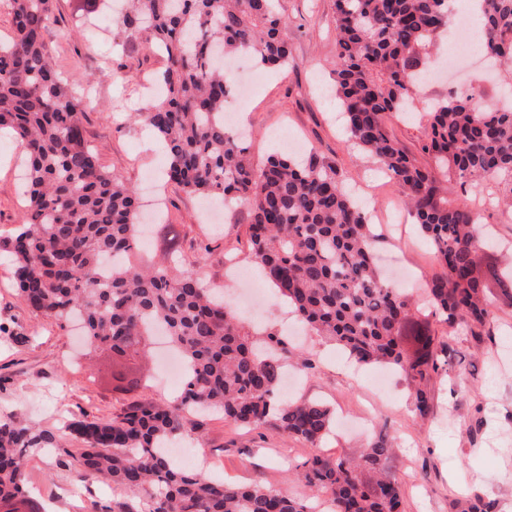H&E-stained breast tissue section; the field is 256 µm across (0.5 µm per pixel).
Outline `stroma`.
Wrapping results in <instances>:
<instances>
[{
    "label": "stroma",
    "mask_w": 512,
    "mask_h": 512,
    "mask_svg": "<svg viewBox=\"0 0 512 512\" xmlns=\"http://www.w3.org/2000/svg\"><path fill=\"white\" fill-rule=\"evenodd\" d=\"M282 5L291 63L283 72L263 71L262 82L247 101L231 99L227 108L238 115L254 160L282 152L286 136L334 162L375 226L376 252L399 258L400 267L389 271V278L423 300L427 281L442 268L388 176L373 157L351 144L332 89L336 0H282ZM100 7L99 0H57L45 41L68 81L90 92L84 136L100 165L138 188L145 216H159L165 225L164 232L150 235L142 260L167 264L166 242L175 240L184 265L201 270L205 284L221 289L250 330L289 331L291 311L275 294H268L260 318L250 316L235 299L237 284L226 259L235 257L241 268L252 265L246 207L221 208L215 221L206 220L205 200L161 184L165 158L151 131L123 121V113L138 111L151 100V79L164 62L149 49L145 35L131 36L123 25L105 20ZM77 13L87 14L89 22L75 34L71 27ZM497 87L494 77L479 72L461 82L451 75L442 84H422L417 98L427 104L447 98L452 90H472L477 102L486 104ZM21 156L15 139H0V241L20 224L24 211ZM493 188L488 182L469 193L482 224L498 242L478 256L496 268H512V210L484 205ZM490 301V323L478 336L421 313L404 323L407 352L417 348L414 335L429 332L450 339L453 358L473 367L465 388L452 374L431 378L432 410L423 418L414 414L410 387L401 374L356 367L317 336L294 338L314 368L301 376L290 399L324 403L337 417L321 452L357 458L368 442L388 437L395 452L381 476L402 485L403 512H460L461 504L476 496L490 502L492 512H512V303L495 293ZM140 367L146 384L131 392L117 390L111 355H86L73 325L32 312L18 296L11 257L0 248V419L52 430L60 446L56 452L29 456L25 489L30 497L43 505H59L61 512H87L90 500L122 497L121 489L106 482L85 486L73 468L63 466V452L77 446L67 425L80 412L109 420L131 402L175 395V388L162 379L157 357H148ZM200 423L196 444L211 460L212 479L310 495L309 487L289 477L290 468L310 454L309 446L285 439L268 424L249 429L219 414Z\"/></svg>",
    "instance_id": "1"
}]
</instances>
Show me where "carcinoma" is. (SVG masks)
<instances>
[{"label": "carcinoma", "instance_id": "obj_1", "mask_svg": "<svg viewBox=\"0 0 512 512\" xmlns=\"http://www.w3.org/2000/svg\"><path fill=\"white\" fill-rule=\"evenodd\" d=\"M480 2L485 50L511 78L512 0ZM55 8L56 0H10L12 34L0 43V130L21 144L26 168L22 224L3 241L19 296L57 321L81 317L92 352L110 346L134 358L161 329L188 367L172 403L142 399L112 420L83 412L68 424L80 448L64 453L79 477L129 492L91 502L92 512H316L315 501L216 482L163 451L172 437L199 431L195 411H218L238 426L272 422L312 448L329 433L332 414L320 402H277L288 359L282 337L247 330L196 270L137 261V192L105 171L86 144L85 99L46 50ZM122 22L147 33L163 56L160 94L133 119L163 143L167 181L247 206L249 254L264 278L315 335L359 365L404 375L413 411L427 416L428 382L450 344L424 333L414 354L402 349L400 324L418 305L378 271L373 225L336 165L314 153L271 155L256 165L224 124L235 85L215 55L249 53L264 68L288 67V17L279 0H130ZM449 22L448 0H336L334 92L350 140L385 169L444 269L428 284L432 315L474 335L489 322V282L510 298L512 283L481 266L478 219L466 198L448 205V184L464 189L491 177L496 192L485 202L512 208V106L455 93L417 109L415 81ZM410 110L425 119L422 150L432 167L417 164L388 132L390 119ZM55 448L53 431L0 420V512H44L25 497L27 457ZM392 452L384 436L356 462L315 452L296 476L329 492L326 512H400L401 484L379 480L369 488L357 478L363 465L381 471Z\"/></svg>", "mask_w": 512, "mask_h": 512}]
</instances>
